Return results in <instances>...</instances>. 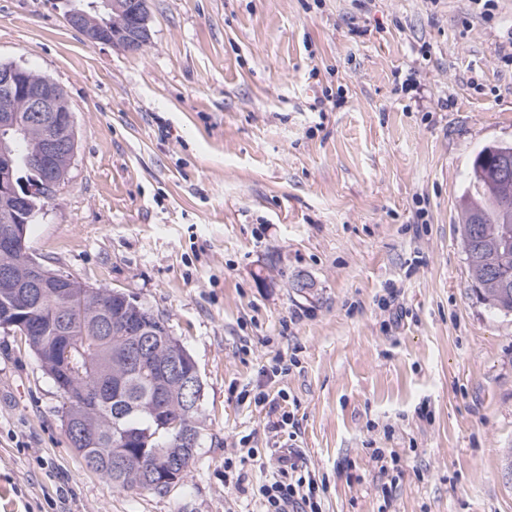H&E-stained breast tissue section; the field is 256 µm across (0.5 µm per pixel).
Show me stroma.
Returning a JSON list of instances; mask_svg holds the SVG:
<instances>
[{
  "label": "stroma",
  "instance_id": "stroma-1",
  "mask_svg": "<svg viewBox=\"0 0 512 512\" xmlns=\"http://www.w3.org/2000/svg\"><path fill=\"white\" fill-rule=\"evenodd\" d=\"M76 2L0 0V61L52 78L77 134L29 251L167 319L202 445L165 492L112 489L0 331V512H262L290 448L324 512H512V313L476 291L458 208L473 155L512 142V0H148L136 52L88 45Z\"/></svg>",
  "mask_w": 512,
  "mask_h": 512
}]
</instances>
